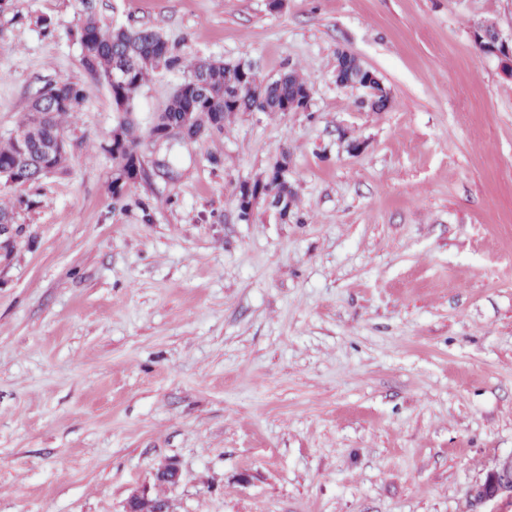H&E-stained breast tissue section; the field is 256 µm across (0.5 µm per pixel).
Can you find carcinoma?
<instances>
[{"label":"carcinoma","instance_id":"obj_1","mask_svg":"<svg viewBox=\"0 0 512 512\" xmlns=\"http://www.w3.org/2000/svg\"><path fill=\"white\" fill-rule=\"evenodd\" d=\"M74 37L81 50V61L88 74L110 90L117 123L107 151L112 157V178L128 173L134 155L141 151L140 137L135 134L134 99L147 77L160 69L188 75L175 89L155 126L175 120L179 113L193 112L195 134L223 131L224 122L237 112H283L304 91L312 89L300 74L290 69L280 77L267 80L257 94L249 84L257 72L247 64L228 63L210 57H185L158 31L153 29L103 28L89 16L78 26ZM124 73L119 82L112 74ZM43 94L53 100L49 115L42 121L29 108L15 134L0 144V168L11 169L27 149L45 146L62 137V120L83 110L87 99L85 85L73 81L57 83ZM123 206L140 211L144 222L151 221L149 204L125 190L112 193Z\"/></svg>","mask_w":512,"mask_h":512}]
</instances>
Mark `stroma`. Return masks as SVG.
Here are the masks:
<instances>
[{"instance_id": "stroma-1", "label": "stroma", "mask_w": 512, "mask_h": 512, "mask_svg": "<svg viewBox=\"0 0 512 512\" xmlns=\"http://www.w3.org/2000/svg\"><path fill=\"white\" fill-rule=\"evenodd\" d=\"M269 2L93 0L101 26L313 87L304 111L156 144L184 75L154 73L145 223L112 197L84 0H0V140L51 84L88 90L63 168L0 188L31 201L0 234V512H121L169 463L173 512H484L475 487L512 458V75L473 33L512 44V0ZM341 50L388 108L336 85ZM283 157L287 219H241ZM353 86L361 87L365 89L367 96L365 100H370L374 103H365L361 101V104L368 107L371 110L382 111L386 108L384 103H376L378 98L385 100L387 93L382 84L380 78L370 70H366L365 75L360 79L359 82L354 83Z\"/></svg>"}]
</instances>
